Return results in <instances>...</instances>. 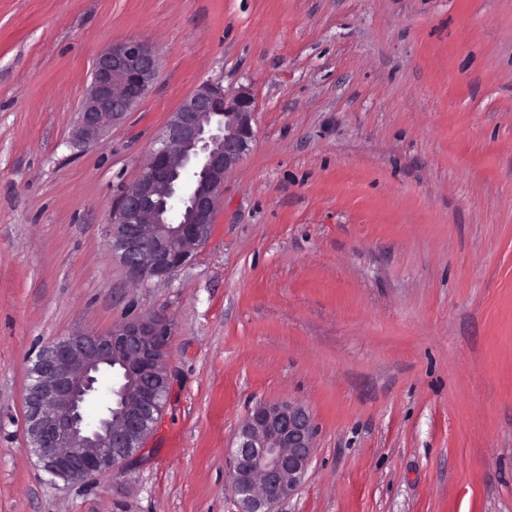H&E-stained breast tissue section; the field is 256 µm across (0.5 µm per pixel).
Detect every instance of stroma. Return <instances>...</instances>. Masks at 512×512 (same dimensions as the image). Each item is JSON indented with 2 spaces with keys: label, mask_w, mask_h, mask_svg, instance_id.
<instances>
[{
  "label": "stroma",
  "mask_w": 512,
  "mask_h": 512,
  "mask_svg": "<svg viewBox=\"0 0 512 512\" xmlns=\"http://www.w3.org/2000/svg\"><path fill=\"white\" fill-rule=\"evenodd\" d=\"M158 51L150 92L74 140L96 57ZM255 99L211 235L165 281L109 229L195 86ZM159 313L161 418L122 470L28 443L49 342ZM307 408L274 512H512V0H0V512H241L239 428Z\"/></svg>",
  "instance_id": "obj_1"
}]
</instances>
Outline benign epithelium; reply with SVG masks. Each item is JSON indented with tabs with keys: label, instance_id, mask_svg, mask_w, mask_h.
I'll return each mask as SVG.
<instances>
[{
	"label": "benign epithelium",
	"instance_id": "1",
	"mask_svg": "<svg viewBox=\"0 0 512 512\" xmlns=\"http://www.w3.org/2000/svg\"><path fill=\"white\" fill-rule=\"evenodd\" d=\"M157 53L146 42L113 44L95 61L92 81L79 110L83 144L93 143L109 125L123 120L149 92L158 72ZM253 95H229L222 84L205 81L166 124L160 146L139 178L124 188L110 225V243L122 265L140 280L165 281L187 265L207 240L225 174L250 149L255 133ZM190 170L195 187L178 224L168 223L167 198ZM164 317L153 314L104 334L75 335L46 345L32 367L25 397L26 434L56 478L90 482L118 471L145 441L144 413L158 409L160 385H169L168 336ZM119 365L112 403L117 425L107 416L86 425L84 403L98 375ZM309 411L291 403L257 404L239 429L232 486L243 512H273L291 497L311 463L315 448Z\"/></svg>",
	"mask_w": 512,
	"mask_h": 512
}]
</instances>
